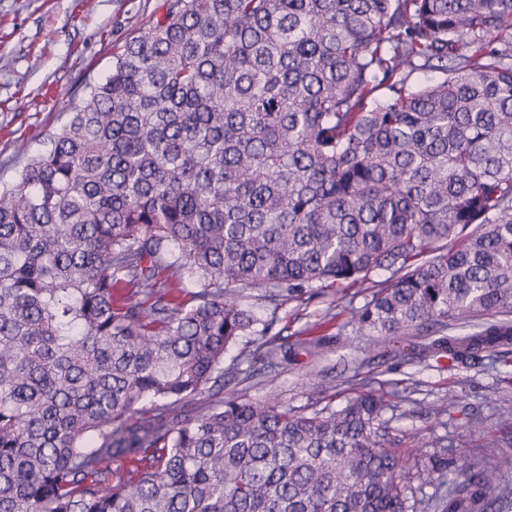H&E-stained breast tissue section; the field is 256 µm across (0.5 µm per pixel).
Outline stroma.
Returning a JSON list of instances; mask_svg holds the SVG:
<instances>
[{"label":"stroma","mask_w":512,"mask_h":512,"mask_svg":"<svg viewBox=\"0 0 512 512\" xmlns=\"http://www.w3.org/2000/svg\"><path fill=\"white\" fill-rule=\"evenodd\" d=\"M166 2L0 0V186L17 180L27 157L41 151L65 122L69 105L81 100L87 84L108 75L116 49L162 16ZM367 299V293L350 288H314L277 306L264 289L248 290L245 306L259 323H272L273 334L322 338L326 345L317 355L300 353L261 385L246 389L225 379V394L244 392L299 410L323 387L344 403L357 365L385 379L410 377L418 387L401 404L407 416L390 424L406 455L429 460L436 453L433 440L444 436L454 445L449 465L478 462L512 471V425L503 423L504 415L512 414V391L498 387L504 367L493 366L488 356L445 371L401 366L370 353L368 342L346 344L338 334L339 318ZM448 393L456 395V403L443 419L434 418L431 405Z\"/></svg>","instance_id":"stroma-1"}]
</instances>
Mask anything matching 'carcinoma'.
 I'll return each instance as SVG.
<instances>
[{
	"mask_svg": "<svg viewBox=\"0 0 512 512\" xmlns=\"http://www.w3.org/2000/svg\"><path fill=\"white\" fill-rule=\"evenodd\" d=\"M333 287L400 364H512V0H169L125 41L0 188V512H512L465 462L411 502L405 379L224 397L241 293Z\"/></svg>",
	"mask_w": 512,
	"mask_h": 512,
	"instance_id": "obj_1",
	"label": "carcinoma"
}]
</instances>
